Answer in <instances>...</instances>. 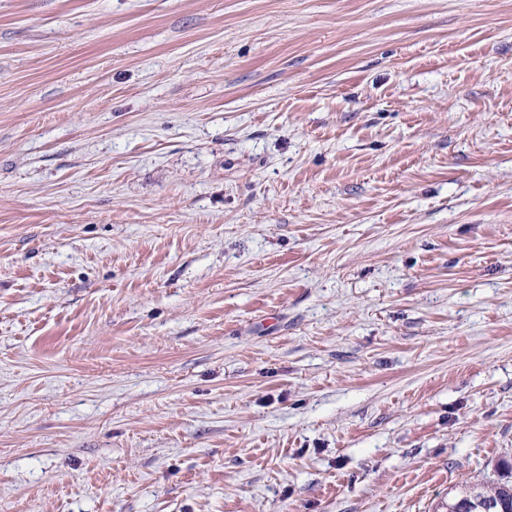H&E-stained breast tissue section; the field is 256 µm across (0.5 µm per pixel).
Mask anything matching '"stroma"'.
Listing matches in <instances>:
<instances>
[{
  "label": "stroma",
  "mask_w": 512,
  "mask_h": 512,
  "mask_svg": "<svg viewBox=\"0 0 512 512\" xmlns=\"http://www.w3.org/2000/svg\"><path fill=\"white\" fill-rule=\"evenodd\" d=\"M511 471L512 0H0V512Z\"/></svg>",
  "instance_id": "stroma-1"
}]
</instances>
